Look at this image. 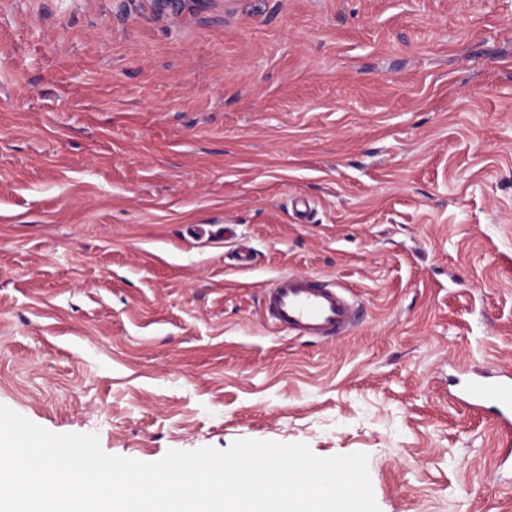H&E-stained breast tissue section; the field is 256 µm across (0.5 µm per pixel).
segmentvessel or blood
Segmentation results:
<instances>
[{"instance_id":"b4317fda","label":"vessel or blood","mask_w":512,"mask_h":512,"mask_svg":"<svg viewBox=\"0 0 512 512\" xmlns=\"http://www.w3.org/2000/svg\"><path fill=\"white\" fill-rule=\"evenodd\" d=\"M263 313L279 331L318 340L346 335L356 323V304L346 286L294 273L279 274L268 282ZM460 401L492 408L499 425L511 428L512 372L472 381Z\"/></svg>"}]
</instances>
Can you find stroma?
<instances>
[{
	"label": "stroma",
	"instance_id": "1",
	"mask_svg": "<svg viewBox=\"0 0 512 512\" xmlns=\"http://www.w3.org/2000/svg\"><path fill=\"white\" fill-rule=\"evenodd\" d=\"M284 272L350 287L353 331L268 326ZM511 369L512 0H0V405L512 512L491 409L453 401Z\"/></svg>",
	"mask_w": 512,
	"mask_h": 512
}]
</instances>
